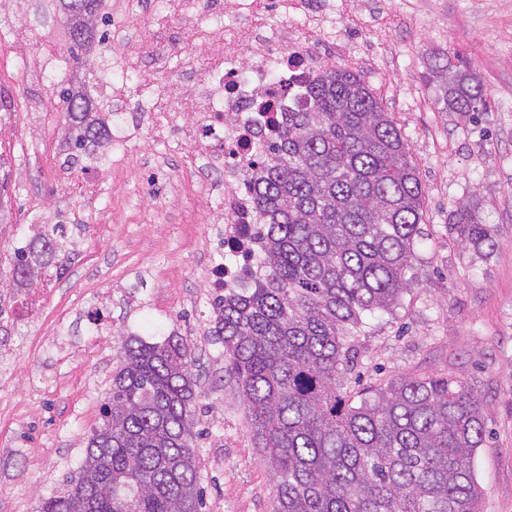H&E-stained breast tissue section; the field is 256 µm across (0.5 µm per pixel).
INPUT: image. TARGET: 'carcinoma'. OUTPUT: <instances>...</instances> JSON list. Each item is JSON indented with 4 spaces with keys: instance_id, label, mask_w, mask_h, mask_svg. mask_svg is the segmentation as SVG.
Here are the masks:
<instances>
[{
    "instance_id": "1",
    "label": "carcinoma",
    "mask_w": 512,
    "mask_h": 512,
    "mask_svg": "<svg viewBox=\"0 0 512 512\" xmlns=\"http://www.w3.org/2000/svg\"><path fill=\"white\" fill-rule=\"evenodd\" d=\"M73 45L96 34L97 0H55ZM444 101L486 110L474 73L434 63ZM69 148L103 137L72 86L58 91ZM263 217L252 287L214 301L212 336L268 455L277 512H481L472 459L485 439L482 400L448 375L400 377L352 405L337 380L354 367L364 316L394 305L415 259L423 191L407 144L366 81L346 68L317 80L250 185ZM448 230L477 247L494 230L465 207ZM53 257L49 236L14 250L12 287ZM192 364L183 339H129L78 472L42 512H202L193 446Z\"/></svg>"
}]
</instances>
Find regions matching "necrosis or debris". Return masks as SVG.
I'll return each instance as SVG.
<instances>
[{
	"instance_id": "obj_1",
	"label": "necrosis or debris",
	"mask_w": 512,
	"mask_h": 512,
	"mask_svg": "<svg viewBox=\"0 0 512 512\" xmlns=\"http://www.w3.org/2000/svg\"><path fill=\"white\" fill-rule=\"evenodd\" d=\"M148 12L153 24L178 23L193 40L174 55L129 36L135 11ZM335 7L331 0H116L113 44L116 62L129 75V87L110 82L95 92L115 100L101 113L106 136L100 154L124 161L133 129L149 124L155 141L172 151L190 146L193 161L186 171L206 202L224 219V257L206 264L211 296L240 287L244 267L262 253L261 226L248 186L251 162L262 157L270 129L259 106L274 99L279 112L296 107L308 83L332 68L336 57H350L344 34L329 35ZM233 17L222 29L213 18ZM298 23H290V16ZM152 57V73L141 61ZM177 58L189 83L173 95L166 81L170 58ZM112 180V172L90 164L77 172L61 171L53 186L61 201L79 200L92 210Z\"/></svg>"
}]
</instances>
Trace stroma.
<instances>
[{
    "mask_svg": "<svg viewBox=\"0 0 512 512\" xmlns=\"http://www.w3.org/2000/svg\"><path fill=\"white\" fill-rule=\"evenodd\" d=\"M345 35L361 75L406 140L424 189L416 258L398 303L366 318L343 390L353 405L390 379L449 374L482 400L485 442L473 458L482 512H512V0H358ZM20 34L0 40V174L10 218L0 224V512H41L84 458L123 346L186 340L197 379L194 448L202 512H275L277 483L250 433L246 403L211 336L199 198L156 180L177 156L139 130L119 182L78 226L81 261L46 295L11 287L10 256L37 224H53V146L67 118L56 94L71 77L121 83L109 55L76 62L50 0H21ZM53 71L22 65L47 44ZM478 76L486 112L448 111L435 57ZM470 205L493 248L452 240L450 213Z\"/></svg>",
    "mask_w": 512,
    "mask_h": 512,
    "instance_id": "35a3bbf8",
    "label": "stroma"
}]
</instances>
